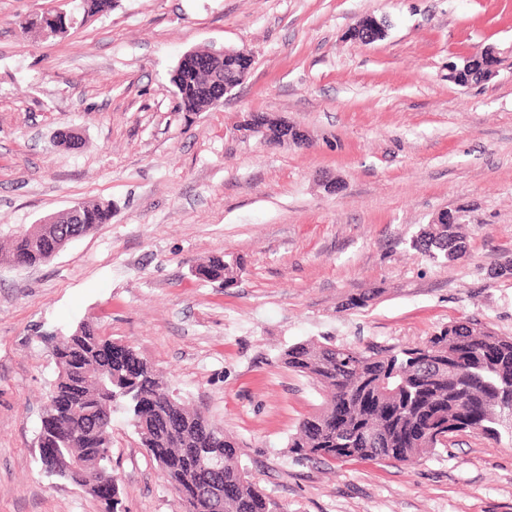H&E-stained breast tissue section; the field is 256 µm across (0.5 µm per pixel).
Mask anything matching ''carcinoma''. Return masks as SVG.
<instances>
[{"instance_id": "cac0c4a2", "label": "carcinoma", "mask_w": 512, "mask_h": 512, "mask_svg": "<svg viewBox=\"0 0 512 512\" xmlns=\"http://www.w3.org/2000/svg\"><path fill=\"white\" fill-rule=\"evenodd\" d=\"M204 62L175 79L173 87L186 112H204L222 101L220 81L233 77L224 55L200 50ZM80 223L66 213L55 215L56 225L29 235L12 236L0 247V264L14 259L32 266L49 259L61 232L86 234L112 219V204H79ZM429 259L451 263L466 253L461 224H429L409 242ZM211 277L231 287L240 268L223 256L201 264ZM58 367L54 389L73 396L79 410L63 419L78 439L60 443L59 456L47 467L58 478L71 481L76 473L68 464L84 457L97 466L95 452L110 444L112 411L123 408L141 435L142 445L157 462L167 486L178 492L185 512H212L206 489L217 484L231 490L224 496V512H287L267 496L242 461L238 443L201 411L176 399L183 422L161 410L169 401L164 377L151 369L138 382L124 377L125 366L141 361L132 347L126 356L112 351V340L82 323L68 334L43 336ZM281 362L309 379L322 392L321 407L302 418L288 438V452L298 458L322 457L324 448H336L337 459H388L414 464L447 443L439 427L452 423L455 432L479 431L489 437H512L508 412L512 410V336H504L475 321L452 322L425 341L400 349L346 346L305 341L280 354ZM209 428L214 447L224 451V471L211 469L207 449L198 445L199 432Z\"/></svg>"}]
</instances>
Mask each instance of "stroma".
Listing matches in <instances>:
<instances>
[{
  "mask_svg": "<svg viewBox=\"0 0 512 512\" xmlns=\"http://www.w3.org/2000/svg\"><path fill=\"white\" fill-rule=\"evenodd\" d=\"M55 4L0 0V236L76 200L112 219L48 262L0 265V512L104 510L38 460L57 376L39 337L82 322L233 436L288 512H512L507 438L463 432L412 466L296 458L288 437L322 398L280 360L307 340L412 346L455 321L512 336V276L494 274L512 260V0H116L65 36L21 33ZM367 16L387 31L361 46L348 34ZM203 47L255 63L217 108L185 112L171 73ZM491 47L496 76L449 82ZM248 112L309 146L244 137ZM461 206L466 258L409 247ZM224 253L243 261L235 287L195 275ZM111 451L125 512H183L119 409Z\"/></svg>",
  "mask_w": 512,
  "mask_h": 512,
  "instance_id": "stroma-1",
  "label": "stroma"
}]
</instances>
